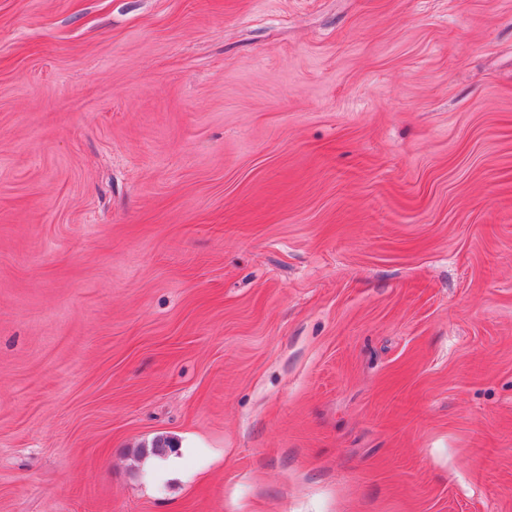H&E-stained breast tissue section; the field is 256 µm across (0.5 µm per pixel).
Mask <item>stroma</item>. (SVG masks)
<instances>
[{"mask_svg": "<svg viewBox=\"0 0 512 512\" xmlns=\"http://www.w3.org/2000/svg\"><path fill=\"white\" fill-rule=\"evenodd\" d=\"M0 512H512V0H0Z\"/></svg>", "mask_w": 512, "mask_h": 512, "instance_id": "obj_1", "label": "stroma"}]
</instances>
